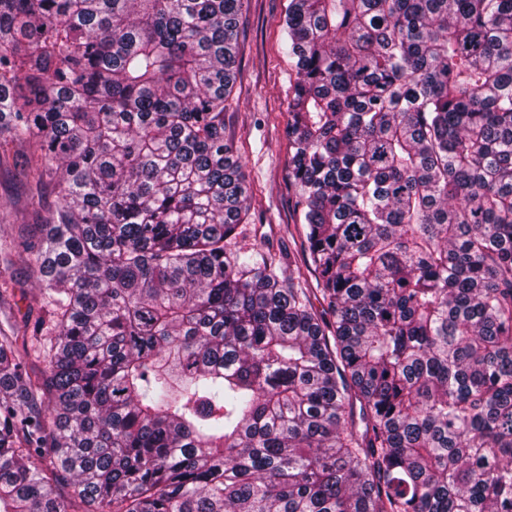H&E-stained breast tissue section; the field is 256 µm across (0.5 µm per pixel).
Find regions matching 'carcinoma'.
<instances>
[{"label":"carcinoma","mask_w":512,"mask_h":512,"mask_svg":"<svg viewBox=\"0 0 512 512\" xmlns=\"http://www.w3.org/2000/svg\"><path fill=\"white\" fill-rule=\"evenodd\" d=\"M243 4L0 0V512H512V0H290L315 288L236 246ZM30 185L18 169L0 170V238L18 240L24 224H41L55 206V196L44 195L39 209L29 205ZM19 288L15 292L14 312L17 317L25 314L30 307H36L34 297L38 294L39 282L36 275L26 267H21L17 271Z\"/></svg>","instance_id":"cac0c4a2"}]
</instances>
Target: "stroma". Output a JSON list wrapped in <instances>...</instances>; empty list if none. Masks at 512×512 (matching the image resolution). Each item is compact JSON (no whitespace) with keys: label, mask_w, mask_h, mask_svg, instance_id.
<instances>
[{"label":"stroma","mask_w":512,"mask_h":512,"mask_svg":"<svg viewBox=\"0 0 512 512\" xmlns=\"http://www.w3.org/2000/svg\"><path fill=\"white\" fill-rule=\"evenodd\" d=\"M288 2L244 0L238 73L224 106V131L254 197L242 226V243L258 244L301 263V278L312 288L315 275L302 264L296 191L288 179L289 89L295 78L283 47ZM29 197L30 185L19 170H0V239H18L24 225L43 223L55 206L53 194H45L37 209L30 206Z\"/></svg>","instance_id":"obj_1"}]
</instances>
